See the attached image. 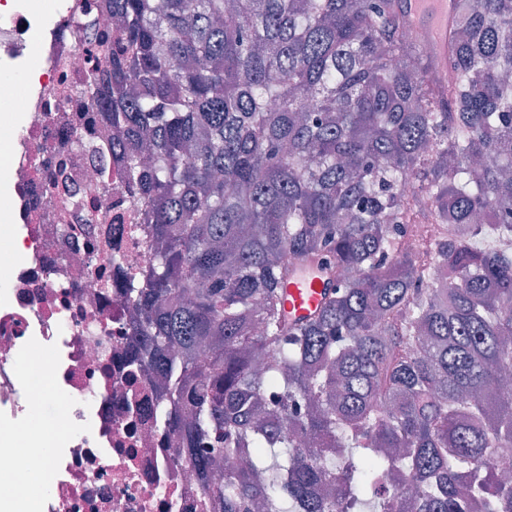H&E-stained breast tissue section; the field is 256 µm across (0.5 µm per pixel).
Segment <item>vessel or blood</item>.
I'll return each mask as SVG.
<instances>
[{"mask_svg":"<svg viewBox=\"0 0 512 512\" xmlns=\"http://www.w3.org/2000/svg\"><path fill=\"white\" fill-rule=\"evenodd\" d=\"M457 0H401L410 28L416 29L431 48L436 63H443L456 14ZM328 281L317 268L303 265L292 270L284 288L289 320L306 318L320 307Z\"/></svg>","mask_w":512,"mask_h":512,"instance_id":"b4317fda","label":"vessel or blood"}]
</instances>
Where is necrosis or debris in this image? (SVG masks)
<instances>
[{
    "instance_id": "necrosis-or-debris-1",
    "label": "necrosis or debris",
    "mask_w": 512,
    "mask_h": 512,
    "mask_svg": "<svg viewBox=\"0 0 512 512\" xmlns=\"http://www.w3.org/2000/svg\"><path fill=\"white\" fill-rule=\"evenodd\" d=\"M114 34L110 0H0V475L22 462L46 477L36 512H218L156 421L130 329L126 285L152 241L126 135L78 92Z\"/></svg>"
}]
</instances>
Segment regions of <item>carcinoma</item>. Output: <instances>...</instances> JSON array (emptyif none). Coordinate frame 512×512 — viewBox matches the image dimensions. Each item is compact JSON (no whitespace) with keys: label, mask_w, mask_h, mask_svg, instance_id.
<instances>
[{"label":"carcinoma","mask_w":512,"mask_h":512,"mask_svg":"<svg viewBox=\"0 0 512 512\" xmlns=\"http://www.w3.org/2000/svg\"><path fill=\"white\" fill-rule=\"evenodd\" d=\"M112 11L126 48L80 92L128 136L155 241L131 329L160 425L226 464L203 495L397 512L391 471L418 512H512V0H458L444 81L400 0ZM301 263L330 289L290 321Z\"/></svg>","instance_id":"1"}]
</instances>
